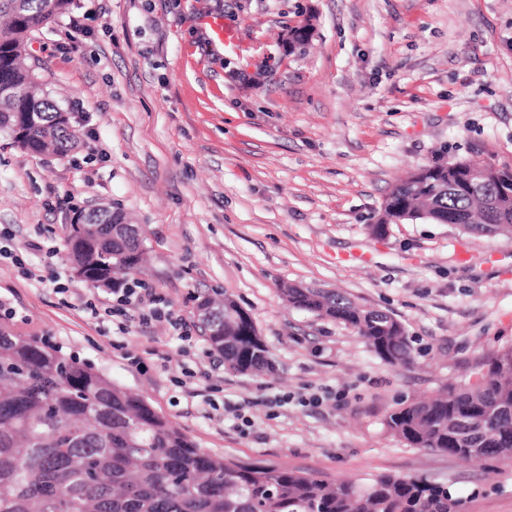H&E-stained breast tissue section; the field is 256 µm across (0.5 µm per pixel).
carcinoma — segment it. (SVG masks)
I'll list each match as a JSON object with an SVG mask.
<instances>
[{
	"instance_id": "1",
	"label": "carcinoma",
	"mask_w": 512,
	"mask_h": 512,
	"mask_svg": "<svg viewBox=\"0 0 512 512\" xmlns=\"http://www.w3.org/2000/svg\"><path fill=\"white\" fill-rule=\"evenodd\" d=\"M75 0H0V136L40 155L65 157L78 135L47 89L28 44ZM491 172L484 196L470 171ZM397 184L382 223L422 219L476 234L512 237V168L438 160ZM120 215L84 213L68 236L72 264L95 286L124 285L141 272L144 240ZM289 305L355 328L390 364L410 359L403 325L337 290L282 288ZM210 317L204 341L242 375L270 370L268 349L230 295L199 296ZM388 429L413 448L466 462L512 458V346L487 356L481 380L403 404ZM0 512H466V501L418 476L329 480L286 465L206 453L139 394L79 357L0 322Z\"/></svg>"
}]
</instances>
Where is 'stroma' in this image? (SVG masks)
<instances>
[{
	"mask_svg": "<svg viewBox=\"0 0 512 512\" xmlns=\"http://www.w3.org/2000/svg\"><path fill=\"white\" fill-rule=\"evenodd\" d=\"M29 46L80 134L66 157L0 137V301L140 393L204 452L331 478L421 475L512 512V460L411 448L385 418L460 385L512 346V239L458 224L368 226L391 188L439 152L512 167V0H79ZM223 17L238 52L199 19ZM310 22L306 51L288 30ZM110 204L145 232L147 287L197 325L221 290L273 367H220L200 334L112 314L75 277V211ZM56 257H48L49 246ZM339 289L404 327L390 365L345 322L289 306L283 285ZM98 317H91V309Z\"/></svg>",
	"mask_w": 512,
	"mask_h": 512,
	"instance_id": "35a3bbf8",
	"label": "stroma"
}]
</instances>
